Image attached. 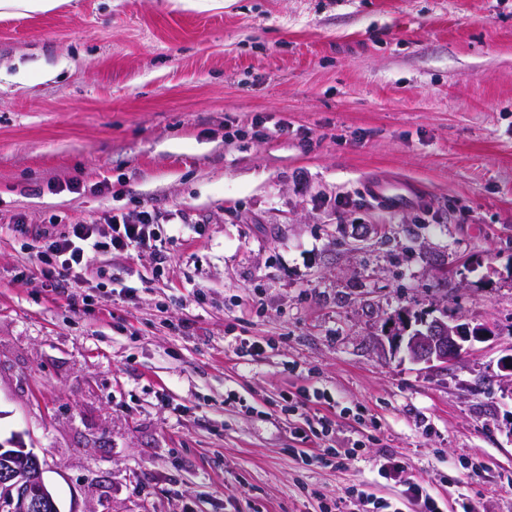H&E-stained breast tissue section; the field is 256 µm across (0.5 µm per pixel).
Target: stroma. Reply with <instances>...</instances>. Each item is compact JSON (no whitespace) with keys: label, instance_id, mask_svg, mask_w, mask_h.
Segmentation results:
<instances>
[{"label":"stroma","instance_id":"1","mask_svg":"<svg viewBox=\"0 0 512 512\" xmlns=\"http://www.w3.org/2000/svg\"><path fill=\"white\" fill-rule=\"evenodd\" d=\"M375 179L423 195L385 208ZM144 211L155 247L22 278L33 232ZM402 310L485 334L417 364ZM510 356L512 0L0 19V440L60 512H420L382 464L512 512Z\"/></svg>","mask_w":512,"mask_h":512}]
</instances>
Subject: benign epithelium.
Wrapping results in <instances>:
<instances>
[{
  "instance_id": "1",
  "label": "benign epithelium",
  "mask_w": 512,
  "mask_h": 512,
  "mask_svg": "<svg viewBox=\"0 0 512 512\" xmlns=\"http://www.w3.org/2000/svg\"><path fill=\"white\" fill-rule=\"evenodd\" d=\"M482 338V329L467 324L434 319L411 329L403 322L390 336L392 344L404 347L415 363L448 364L467 351L465 343ZM0 512H60L44 484L39 458L23 443L0 441Z\"/></svg>"
}]
</instances>
